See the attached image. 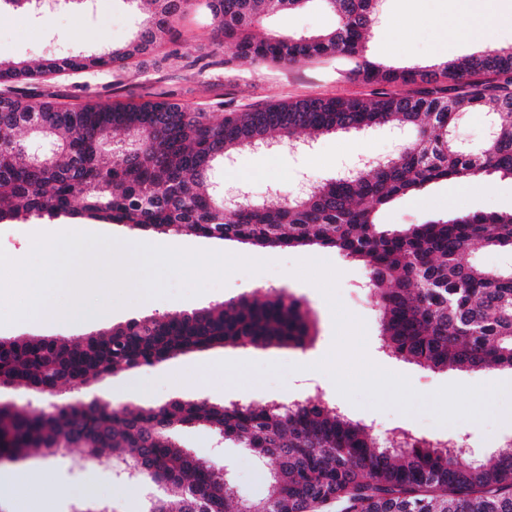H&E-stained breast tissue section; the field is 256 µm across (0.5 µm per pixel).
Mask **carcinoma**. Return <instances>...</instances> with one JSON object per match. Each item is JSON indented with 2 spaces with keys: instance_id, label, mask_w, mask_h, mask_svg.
<instances>
[{
  "instance_id": "carcinoma-1",
  "label": "carcinoma",
  "mask_w": 512,
  "mask_h": 512,
  "mask_svg": "<svg viewBox=\"0 0 512 512\" xmlns=\"http://www.w3.org/2000/svg\"><path fill=\"white\" fill-rule=\"evenodd\" d=\"M130 2L144 13L133 41L35 68L0 61V83L37 80L61 68L123 67L173 40L184 0ZM311 6L331 14L335 25L291 35L265 25L270 16ZM205 7L213 39L229 47L230 61L336 59L350 77L375 86L372 97L301 99L213 121L166 101L68 107L7 89L0 92V223L65 217L260 249L330 248L365 267L389 356L432 371L512 369V270L465 260L476 249L512 252V211L439 217L400 230L377 220L381 208L435 182L512 178V48L447 60L422 73L367 56L378 0H205ZM395 84L415 89L388 90ZM474 112L495 117L496 135L482 153H463L448 132L459 116ZM380 126L413 136L367 171L312 184L288 201L275 192L234 212L218 202L211 172L238 149L275 137L292 144ZM21 130L26 137L18 136ZM310 336L309 311L274 290L133 319L77 342L0 339V384L73 388L195 350L304 348ZM194 423L274 464L264 499L241 501L231 476L178 445L174 429ZM75 445L92 459L120 449L127 462H141L157 482L181 490L176 506L156 499L147 512H187L186 499L193 497L207 512H512L511 450L462 461L460 436L396 447L318 396L261 405L174 399L115 411L95 403L51 417L0 406V455L39 448L54 456Z\"/></svg>"
}]
</instances>
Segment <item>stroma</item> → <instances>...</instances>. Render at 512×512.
<instances>
[{"instance_id": "stroma-1", "label": "stroma", "mask_w": 512, "mask_h": 512, "mask_svg": "<svg viewBox=\"0 0 512 512\" xmlns=\"http://www.w3.org/2000/svg\"><path fill=\"white\" fill-rule=\"evenodd\" d=\"M141 16L130 0H96L47 15L0 13V60L38 63L82 52L92 54L133 39ZM211 18L203 0H193L176 24L175 41L131 60L124 69L63 70L38 84L54 102L77 106L90 101L137 104L167 101L213 116L271 103L304 98L370 97L373 88L349 79L333 60L252 66L230 62V52L213 42ZM438 46L430 25L417 18L406 0H382L379 22L368 53H392L394 65L432 70L430 54ZM393 131L339 133L319 138L308 149L285 145L246 149L218 166V184L238 187L260 198L269 191L294 192L301 181L323 182L345 169L385 159L394 151ZM512 210V179L497 175L459 183L449 193L447 182L430 184L416 196L396 200L378 214L379 223L405 228L426 220L472 212ZM180 247L269 261L258 273L236 271L224 285L187 294L169 277L162 294L146 299L129 292L125 306L82 321H42L28 326L0 325V338L52 336L76 339L144 316L190 312L231 298L277 289L302 298L316 329L306 348L214 347L179 355L156 366L106 376L75 390L54 395L57 403L103 398L114 405L151 407L179 398L262 403L320 395L353 420L380 433L393 428L436 438L461 435L484 452L512 449V401L482 405L497 383L512 380V369L434 372L415 363L386 356L380 349L374 295L365 286L362 264L336 251L317 248L257 250L232 240L182 236ZM177 442L215 466L230 464L238 495L262 498L273 467L232 442H219L205 424L178 427ZM49 481L33 485L34 505L48 512H85L105 506L112 512H145L149 500H177V490L145 485L121 474L116 465L87 459L83 449L45 457L29 450L13 460H0L1 471L37 475Z\"/></svg>"}]
</instances>
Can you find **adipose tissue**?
<instances>
[{"label":"adipose tissue","mask_w":512,"mask_h":512,"mask_svg":"<svg viewBox=\"0 0 512 512\" xmlns=\"http://www.w3.org/2000/svg\"><path fill=\"white\" fill-rule=\"evenodd\" d=\"M425 7L423 15L430 26L447 35L449 24L455 23L458 17H466L467 24L460 32L463 44L479 49L496 48L499 42L494 30L485 21L488 14L497 12L499 0H453L454 9L442 13L435 6V0H423Z\"/></svg>","instance_id":"obj_1"}]
</instances>
